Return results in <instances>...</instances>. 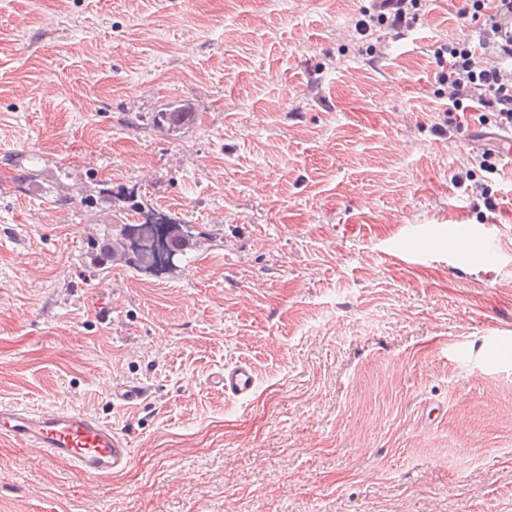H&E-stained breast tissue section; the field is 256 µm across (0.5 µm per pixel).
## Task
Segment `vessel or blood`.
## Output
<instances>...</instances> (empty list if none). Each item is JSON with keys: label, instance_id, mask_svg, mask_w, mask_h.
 Segmentation results:
<instances>
[{"label": "vessel or blood", "instance_id": "1", "mask_svg": "<svg viewBox=\"0 0 512 512\" xmlns=\"http://www.w3.org/2000/svg\"><path fill=\"white\" fill-rule=\"evenodd\" d=\"M215 381L225 394L245 398L255 387L251 366L238 362L225 366ZM0 439L42 449L55 460L69 463L89 477L117 475L131 463L127 434L82 412L43 409L31 412L16 406H0Z\"/></svg>", "mask_w": 512, "mask_h": 512}]
</instances>
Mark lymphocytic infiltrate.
Wrapping results in <instances>:
<instances>
[{
	"mask_svg": "<svg viewBox=\"0 0 512 512\" xmlns=\"http://www.w3.org/2000/svg\"><path fill=\"white\" fill-rule=\"evenodd\" d=\"M420 0H373L355 24L357 34L400 36L420 18ZM461 17L478 21L477 43L463 39L441 44L448 59V109L479 111L481 123L512 129V0H461Z\"/></svg>",
	"mask_w": 512,
	"mask_h": 512,
	"instance_id": "f902f5d3",
	"label": "lymphocytic infiltrate"
}]
</instances>
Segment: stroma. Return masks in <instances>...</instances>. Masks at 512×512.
<instances>
[{
	"label": "stroma",
	"instance_id": "1",
	"mask_svg": "<svg viewBox=\"0 0 512 512\" xmlns=\"http://www.w3.org/2000/svg\"><path fill=\"white\" fill-rule=\"evenodd\" d=\"M368 5L0 0V405L132 449L88 479L0 441V512H512V167L449 132L435 57L478 24L425 0L372 64ZM144 204L201 234L162 274L104 254ZM186 111V112H184ZM188 106L186 104H180L179 102L169 103L164 109L158 112H153L151 124L152 127L158 131H162L171 136H176L180 133V130L188 125L186 117L190 116L193 112H187ZM176 115L182 116L180 121H175ZM215 383L224 388V393L233 397H248L255 387V376L251 366L246 362L225 365L224 373L215 378Z\"/></svg>",
	"mask_w": 512,
	"mask_h": 512
}]
</instances>
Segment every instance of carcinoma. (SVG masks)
Masks as SVG:
<instances>
[{"label":"carcinoma","mask_w":512,"mask_h":512,"mask_svg":"<svg viewBox=\"0 0 512 512\" xmlns=\"http://www.w3.org/2000/svg\"><path fill=\"white\" fill-rule=\"evenodd\" d=\"M188 106L172 102L153 113L151 124L158 131L176 136L187 125ZM194 225L173 218L144 224L112 225L109 238L112 260L138 271L158 272L172 266L173 257L196 244Z\"/></svg>","instance_id":"obj_1"}]
</instances>
